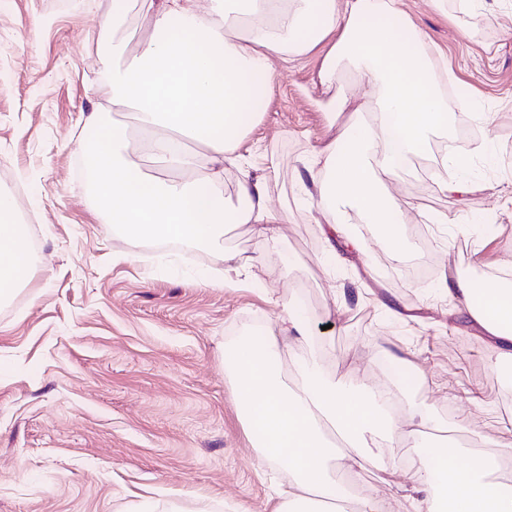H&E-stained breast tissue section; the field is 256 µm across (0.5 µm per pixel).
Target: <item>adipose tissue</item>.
<instances>
[{"instance_id":"adipose-tissue-1","label":"adipose tissue","mask_w":512,"mask_h":512,"mask_svg":"<svg viewBox=\"0 0 512 512\" xmlns=\"http://www.w3.org/2000/svg\"><path fill=\"white\" fill-rule=\"evenodd\" d=\"M144 23L146 35L136 46L113 39L100 96L136 113L152 136L133 150L117 131L100 133L93 144L97 198L133 241L162 237L207 246L228 224L276 237L281 218L268 206L261 178L242 170L241 203L233 209L225 208L223 189L224 164L255 116L254 81L272 76L273 61L295 64L321 47L318 86H333L346 59L366 75L350 134L326 143L306 166L318 205L330 217L328 240L357 247L347 222L336 219L337 208L354 207L367 223H382L393 208L384 176L448 129L442 75L403 0H149ZM191 141L202 152L189 150ZM146 154L182 171V178L143 167ZM204 158L211 167L200 177ZM35 263L14 199L1 193V304L26 283ZM443 290L489 337L496 358L512 360V288L454 276ZM291 333L309 334L294 305L276 324L224 351L253 448L291 480L274 512H346L350 506L384 512L375 497L351 499L335 475L357 465L365 449L397 447L406 434L414 450L432 460L405 474L400 486L412 512H512V485L495 479V455L473 453L460 466L456 449L425 447L428 406L412 404L396 416L379 386L351 387L324 373L328 344L295 359V375L287 377L280 339Z\"/></svg>"}]
</instances>
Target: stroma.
Listing matches in <instances>:
<instances>
[{
  "mask_svg": "<svg viewBox=\"0 0 512 512\" xmlns=\"http://www.w3.org/2000/svg\"><path fill=\"white\" fill-rule=\"evenodd\" d=\"M112 0H0V193L27 189L18 215L39 259L0 306V512H273L286 469L260 462L243 425L224 349L275 321L296 298L313 338H330L327 372L354 384L392 374L401 401H421L432 430L483 450L512 448V413L485 340L440 294L447 258L461 276L512 271V0H405L450 69L453 96H472L474 136L451 195L427 182L446 135L391 179L397 230L425 234L434 268L395 280L377 238L332 255L325 219L297 177L349 119L362 78L313 80L323 55L277 68L238 152L265 177L277 240L230 226L224 248L258 258L235 284H205L223 269L216 249L156 238L133 243L94 198L85 163L86 115L112 61ZM451 223H441V216ZM398 471L364 460L358 495L401 512V469L427 465L408 440L385 448Z\"/></svg>",
  "mask_w": 512,
  "mask_h": 512,
  "instance_id": "obj_1",
  "label": "stroma"
}]
</instances>
